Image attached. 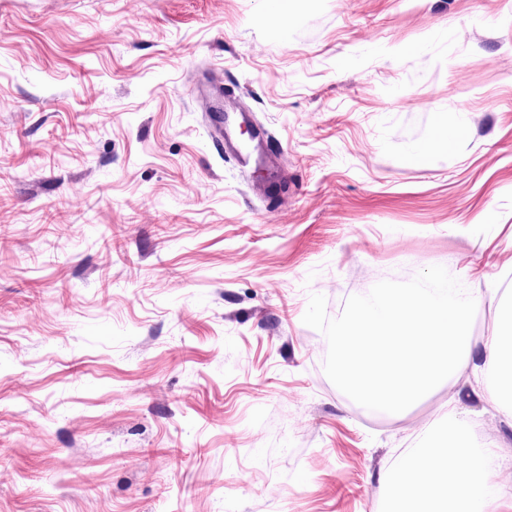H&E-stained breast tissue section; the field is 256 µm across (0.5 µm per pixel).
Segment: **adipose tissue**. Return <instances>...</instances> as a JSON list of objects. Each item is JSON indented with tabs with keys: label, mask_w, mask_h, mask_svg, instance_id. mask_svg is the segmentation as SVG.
<instances>
[{
	"label": "adipose tissue",
	"mask_w": 512,
	"mask_h": 512,
	"mask_svg": "<svg viewBox=\"0 0 512 512\" xmlns=\"http://www.w3.org/2000/svg\"><path fill=\"white\" fill-rule=\"evenodd\" d=\"M493 309L497 335L477 341L472 315ZM354 334L337 331L336 385L374 410L406 413L443 385L471 372L475 398L512 424V302L497 288L467 289L460 298L417 291L376 294L356 312ZM443 443L411 450L388 468L389 512H512V469L476 440L477 419L445 413Z\"/></svg>",
	"instance_id": "1"
}]
</instances>
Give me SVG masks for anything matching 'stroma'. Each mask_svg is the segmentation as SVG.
I'll return each instance as SVG.
<instances>
[{"label":"stroma","instance_id":"1","mask_svg":"<svg viewBox=\"0 0 512 512\" xmlns=\"http://www.w3.org/2000/svg\"><path fill=\"white\" fill-rule=\"evenodd\" d=\"M472 265L512 296V0H0V512H385L482 405L369 417L336 328ZM218 111H221L218 109ZM224 108L221 112H216L211 119V126L214 132V139L217 145L224 150V154L233 157L236 166L245 171L247 167L261 166L268 160V155L264 149V135L259 132L251 138V144L243 145L233 136L232 130L225 119ZM220 115L223 119H217Z\"/></svg>","mask_w":512,"mask_h":512}]
</instances>
